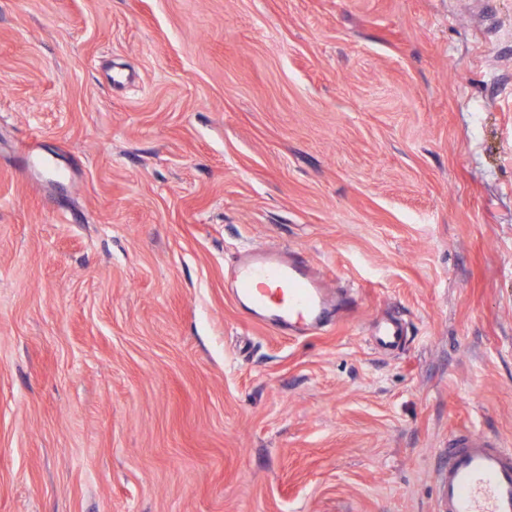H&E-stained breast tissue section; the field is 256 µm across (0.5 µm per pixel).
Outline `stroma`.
I'll list each match as a JSON object with an SVG mask.
<instances>
[{
  "mask_svg": "<svg viewBox=\"0 0 512 512\" xmlns=\"http://www.w3.org/2000/svg\"><path fill=\"white\" fill-rule=\"evenodd\" d=\"M245 248L349 309L244 319ZM466 427L512 448V0H0V512H440ZM374 335L379 347L385 350H395L401 346L404 340V328L398 322H384L378 326Z\"/></svg>",
  "mask_w": 512,
  "mask_h": 512,
  "instance_id": "1",
  "label": "stroma"
}]
</instances>
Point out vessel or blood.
I'll return each mask as SVG.
<instances>
[{"instance_id":"obj_1","label":"vessel or blood","mask_w":512,"mask_h":512,"mask_svg":"<svg viewBox=\"0 0 512 512\" xmlns=\"http://www.w3.org/2000/svg\"><path fill=\"white\" fill-rule=\"evenodd\" d=\"M232 268L239 304L291 336L322 330L328 309L348 306L301 257L247 249L237 255ZM375 340L382 349H397L404 328L397 322L381 323ZM439 493L441 512H512V448L476 431L455 434L448 441Z\"/></svg>"}]
</instances>
